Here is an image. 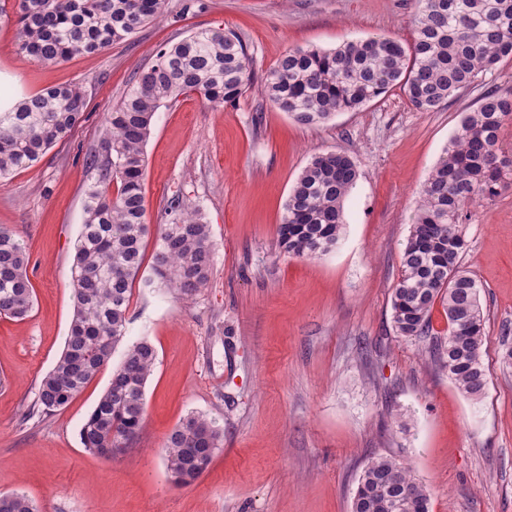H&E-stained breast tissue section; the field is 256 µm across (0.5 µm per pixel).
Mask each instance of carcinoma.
Returning <instances> with one entry per match:
<instances>
[{
  "instance_id": "obj_1",
  "label": "carcinoma",
  "mask_w": 512,
  "mask_h": 512,
  "mask_svg": "<svg viewBox=\"0 0 512 512\" xmlns=\"http://www.w3.org/2000/svg\"><path fill=\"white\" fill-rule=\"evenodd\" d=\"M413 39L348 41L333 49L291 48L261 79L270 105L299 125L329 121L393 87L410 104L432 112L512 57V0H416ZM163 0H18V49L42 62L101 51L122 42L162 13ZM256 80L242 40L201 28L161 47L136 73L120 103L105 114L95 171L75 242L73 315L65 347L42 378L37 410L66 407L109 364L125 337L133 284L151 232L144 195V146L161 105L193 92L213 107L234 104ZM84 91L60 86L0 109V177L26 168L68 137L82 119ZM512 120V94L487 89L461 118L420 190V206L404 243L393 291L392 321L405 338H431L430 353L455 386L478 401L487 385L482 359L484 313L479 285L462 267V224L471 207L498 193L512 177L504 164L503 132ZM359 177L345 153L311 158L286 203L277 236L281 250L312 258L330 252L345 224L344 202ZM25 241L0 227V316L23 319L34 307ZM150 287L158 282L191 298L213 275L210 227L193 202L177 197L152 253ZM441 305L448 335L433 336ZM156 351L145 338L131 344L112 370L109 388L80 430L84 448L132 447L146 408ZM224 430L202 414L187 415L165 443L167 470L190 484L223 447ZM0 512H38L23 493L0 494ZM352 512H429L427 487L411 467L388 455L371 457L357 480Z\"/></svg>"
}]
</instances>
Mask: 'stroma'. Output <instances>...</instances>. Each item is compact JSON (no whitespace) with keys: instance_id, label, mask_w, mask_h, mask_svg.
I'll list each match as a JSON object with an SVG mask.
<instances>
[{"instance_id":"stroma-1","label":"stroma","mask_w":512,"mask_h":512,"mask_svg":"<svg viewBox=\"0 0 512 512\" xmlns=\"http://www.w3.org/2000/svg\"><path fill=\"white\" fill-rule=\"evenodd\" d=\"M16 0H0V94L83 88L85 119L39 161L0 178V227L27 243L35 297L23 320L0 318V493L21 491L40 512H351L368 458L410 465L430 489V512H512V179L472 208L463 264L485 314L481 401L467 399L429 354L397 335L391 297L418 192L481 88L437 111H416L393 88L325 124L297 125L258 89L212 107L194 93L162 106L145 146L147 220L177 195L211 229L214 272L189 300L133 285L127 333L112 354L148 338L156 349L146 413L133 447L106 460L80 429L108 386L104 367L65 408L29 415L59 358L73 312L74 244L93 174L85 155L104 114L159 48L199 28L240 36L258 75L288 49L413 38L415 0H164L162 16L125 41L60 63L21 54ZM349 155L359 178L345 201L336 249L284 254L277 227L313 155ZM199 412L224 446L194 483L168 475L171 430Z\"/></svg>"}]
</instances>
